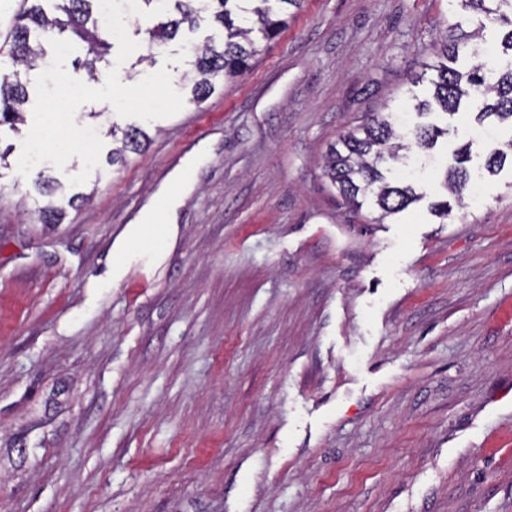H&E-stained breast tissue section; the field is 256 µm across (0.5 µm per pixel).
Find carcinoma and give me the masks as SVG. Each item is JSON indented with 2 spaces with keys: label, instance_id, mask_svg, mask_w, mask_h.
<instances>
[{
  "label": "carcinoma",
  "instance_id": "obj_1",
  "mask_svg": "<svg viewBox=\"0 0 512 512\" xmlns=\"http://www.w3.org/2000/svg\"><path fill=\"white\" fill-rule=\"evenodd\" d=\"M303 0H167L166 14L171 16L146 30L144 44L148 52L174 39L181 26L194 27L202 15L210 14L215 34L203 44L191 48L192 74L182 81L190 85L189 102L201 105L219 82H231L249 67L257 52V41L271 40L288 24L290 9L301 7ZM466 11L481 14L491 22L509 26L500 44L488 46L477 42L455 23L435 52L434 59L408 89L407 111L419 116L442 113L453 116L466 108L475 112L474 121L484 128L486 118L494 116L501 124H512V0H461ZM60 14L50 16L42 0H32L17 17L11 34L10 57L17 65L0 79V128L18 130L24 123L28 102L27 85L32 71L46 56L45 44L52 39L68 40L75 45L72 65L92 78L100 67L109 65L107 56L113 47V35L101 18L99 0H63ZM477 59L467 71L454 67L460 51ZM447 130L434 124L419 125L413 136L417 146L432 149ZM147 134L131 126L123 131L122 146L112 150V164L125 163V152L140 151ZM395 124L381 113L344 133L341 147H332L325 162V172L345 201L361 207L358 197L372 195L386 215L396 214L421 199L410 184L387 181L380 166L389 159H399L405 149ZM470 160V144L455 153V166L446 171L444 184L461 197L470 182L465 166Z\"/></svg>",
  "mask_w": 512,
  "mask_h": 512
}]
</instances>
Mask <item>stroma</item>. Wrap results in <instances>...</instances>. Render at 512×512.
<instances>
[{
  "mask_svg": "<svg viewBox=\"0 0 512 512\" xmlns=\"http://www.w3.org/2000/svg\"><path fill=\"white\" fill-rule=\"evenodd\" d=\"M457 22L501 36L458 0H305L242 78L76 187L79 158L21 176L24 136L0 131V512H512V165L431 214L455 150L475 173L496 147L463 111L402 213L324 174ZM212 31L119 71L181 88ZM77 123L108 152L129 121L94 102ZM196 149L163 265L94 287ZM50 204L62 223H39Z\"/></svg>",
  "mask_w": 512,
  "mask_h": 512,
  "instance_id": "35a3bbf8",
  "label": "stroma"
}]
</instances>
